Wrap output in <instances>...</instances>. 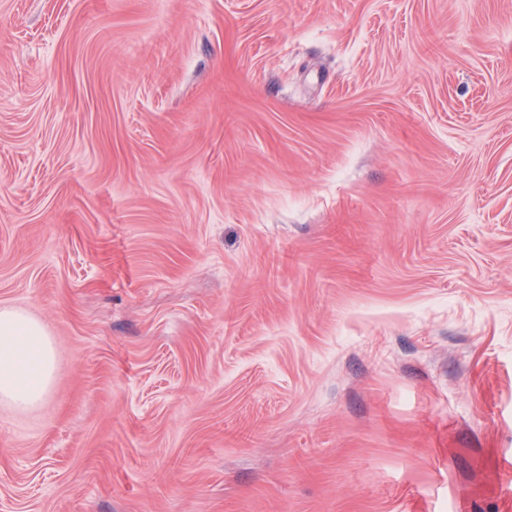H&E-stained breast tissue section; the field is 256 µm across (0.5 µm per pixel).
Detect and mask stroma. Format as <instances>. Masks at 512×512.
I'll return each instance as SVG.
<instances>
[{
    "mask_svg": "<svg viewBox=\"0 0 512 512\" xmlns=\"http://www.w3.org/2000/svg\"><path fill=\"white\" fill-rule=\"evenodd\" d=\"M0 512H512V0H0ZM56 370L57 351L43 325L21 310L0 308V401L32 409L45 399Z\"/></svg>",
    "mask_w": 512,
    "mask_h": 512,
    "instance_id": "stroma-1",
    "label": "stroma"
}]
</instances>
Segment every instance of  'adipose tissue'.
<instances>
[{"label": "adipose tissue", "mask_w": 512, "mask_h": 512, "mask_svg": "<svg viewBox=\"0 0 512 512\" xmlns=\"http://www.w3.org/2000/svg\"><path fill=\"white\" fill-rule=\"evenodd\" d=\"M56 370L57 351L43 325L21 310L0 308V401L32 409L45 399Z\"/></svg>", "instance_id": "adipose-tissue-1"}]
</instances>
